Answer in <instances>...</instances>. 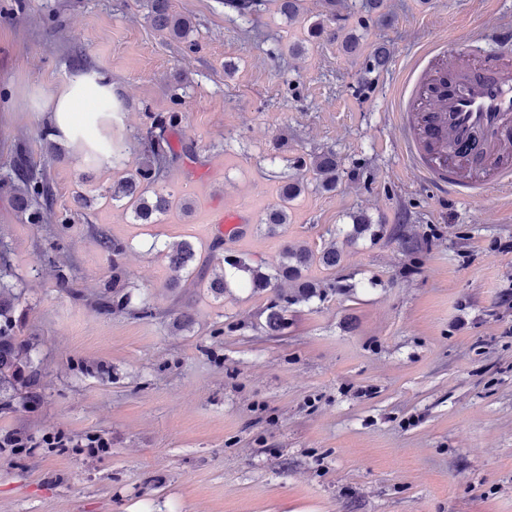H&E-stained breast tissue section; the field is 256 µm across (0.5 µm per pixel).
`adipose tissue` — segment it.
I'll return each instance as SVG.
<instances>
[{
	"label": "adipose tissue",
	"mask_w": 512,
	"mask_h": 512,
	"mask_svg": "<svg viewBox=\"0 0 512 512\" xmlns=\"http://www.w3.org/2000/svg\"><path fill=\"white\" fill-rule=\"evenodd\" d=\"M26 111L44 113L51 129L74 152L102 149L100 118L112 114V80L106 72L92 71L54 88L35 86L25 92Z\"/></svg>",
	"instance_id": "adipose-tissue-1"
}]
</instances>
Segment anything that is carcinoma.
Segmentation results:
<instances>
[{"label": "carcinoma", "instance_id": "carcinoma-1", "mask_svg": "<svg viewBox=\"0 0 512 512\" xmlns=\"http://www.w3.org/2000/svg\"><path fill=\"white\" fill-rule=\"evenodd\" d=\"M224 5L235 9L239 17L248 19L262 5V0H224ZM325 18L309 26V37H336V30L330 24L336 22V0L324 3ZM149 19L159 32L177 39L188 37L191 32V20L172 11L170 0H150ZM183 115L180 112H166L154 118V122L145 137L143 151L126 176L112 186V200L126 202L132 220L136 224H154L157 217L165 214L172 206V194L154 188L161 173L178 155L173 147L172 134L181 125ZM18 162L10 176L0 182V191L12 195L16 208L25 216L29 224H46L54 214L52 207V185L43 169H36L26 163L19 149ZM341 163L333 151H327L307 158L299 156L293 159L292 168L299 174L282 181L279 188L280 203L273 208L264 220L268 233L288 223V205L296 200L307 188L305 171L313 175L316 188L324 192L336 190L340 178ZM383 231V225L373 224L362 214L353 216L352 228L346 232V241L355 243L360 239L375 240ZM102 245L112 252V267L118 269L126 253L127 245L117 241L103 239ZM166 258L175 278L169 286H178L180 274L190 271L196 259V250L192 243L182 241L166 252ZM343 261V251L336 243L320 251L298 245L282 246L277 262L267 265L254 263L243 254L224 256V272L210 279L197 277L196 285L206 289L215 299L224 298V290L229 287L230 278L236 276L247 287L270 293L266 308L263 329L269 336H276L287 325L288 306L307 302L318 296L319 284L308 279L305 272L313 264L334 272ZM289 282L295 292L288 296L281 292L280 283ZM10 285L0 277V393L16 389L23 383L25 373L31 365V348L17 336L19 319L15 317L20 295L9 291Z\"/></svg>", "mask_w": 512, "mask_h": 512}]
</instances>
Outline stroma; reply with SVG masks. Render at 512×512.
Here are the masks:
<instances>
[{"mask_svg":"<svg viewBox=\"0 0 512 512\" xmlns=\"http://www.w3.org/2000/svg\"><path fill=\"white\" fill-rule=\"evenodd\" d=\"M24 2L0 0V175L26 144L69 221L24 223L0 191V272L21 296L35 380L0 395V512H512V205L425 181L402 151L418 107L400 121L390 105L420 47L512 25V0H343L335 38L318 40L320 0L292 19L265 0L248 20L222 0H171L193 51L151 26L147 0ZM77 56L112 76L126 164L48 160L46 118L13 109L15 88L80 75ZM176 109L180 157L159 186L193 210L133 223L110 190L154 116ZM329 150L335 191L308 187L267 234L291 159ZM220 207L249 213L246 233L211 224ZM356 212L382 235L344 246L336 272L312 266L344 287L290 306L282 335L263 330L267 294L169 287L166 246L191 242L210 277L228 249L266 263L287 241L319 250ZM105 237L127 245L124 311L99 308ZM12 435L28 446L4 445Z\"/></svg>","mask_w":512,"mask_h":512,"instance_id":"35a3bbf8","label":"stroma"}]
</instances>
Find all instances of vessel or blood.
I'll list each match as a JSON object with an SVG mask.
<instances>
[{
    "mask_svg": "<svg viewBox=\"0 0 512 512\" xmlns=\"http://www.w3.org/2000/svg\"><path fill=\"white\" fill-rule=\"evenodd\" d=\"M448 94L435 99L422 137L404 152L437 187L479 199L491 187L512 185V49L487 30L449 52Z\"/></svg>",
    "mask_w": 512,
    "mask_h": 512,
    "instance_id": "obj_1",
    "label": "vessel or blood"
}]
</instances>
